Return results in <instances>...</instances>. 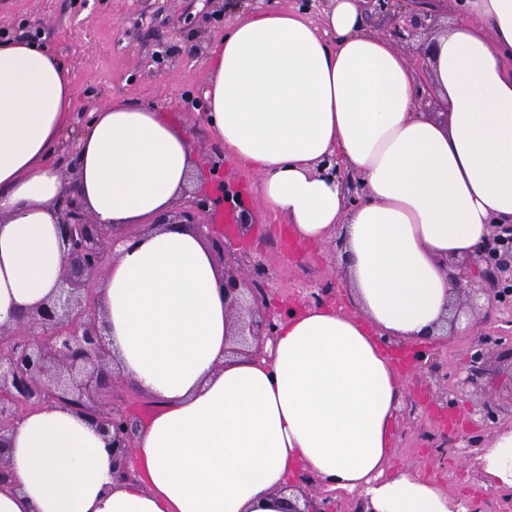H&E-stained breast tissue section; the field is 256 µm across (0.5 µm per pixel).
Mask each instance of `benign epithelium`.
Instances as JSON below:
<instances>
[{
	"instance_id": "7a95c632",
	"label": "benign epithelium",
	"mask_w": 512,
	"mask_h": 512,
	"mask_svg": "<svg viewBox=\"0 0 512 512\" xmlns=\"http://www.w3.org/2000/svg\"><path fill=\"white\" fill-rule=\"evenodd\" d=\"M362 2L365 15L389 20L388 35L399 43L413 40L436 23V10L411 7L417 0ZM328 174L352 192L350 200L355 202L363 194L358 177L335 165ZM224 207L231 209L238 239H244L254 226V216L241 206L237 186L224 184ZM60 211L66 262L55 295L17 316L15 326H0V441L24 412L57 402L79 410L104 433L112 434V445L122 453L134 447L137 421L122 407L129 388L109 369L111 355L96 306L98 283L123 236L96 223L74 190L62 197ZM156 224L185 226L208 240L215 261L224 268L225 305L240 315L238 335L255 342L256 352H263L264 343L276 335L278 319L288 311L286 303L274 309L264 306L271 292L266 265L247 258L244 250L233 248L217 232L201 201L175 208ZM480 266V288H473V275L462 266L457 276L458 290L466 295L478 290L496 306L512 309V224L492 225L481 251ZM502 345L500 337H474L465 376L456 374L450 383L448 375L433 365L428 394L444 409L455 410L462 389L478 384L488 371L494 349ZM476 413L480 422L495 424L501 408L486 400ZM296 483L307 489L306 508L293 505L289 512H342L330 497L316 495L320 481L309 473L299 474Z\"/></svg>"
}]
</instances>
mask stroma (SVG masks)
I'll return each mask as SVG.
<instances>
[{
    "label": "stroma",
    "mask_w": 512,
    "mask_h": 512,
    "mask_svg": "<svg viewBox=\"0 0 512 512\" xmlns=\"http://www.w3.org/2000/svg\"><path fill=\"white\" fill-rule=\"evenodd\" d=\"M300 9L299 0H0V40L27 37L51 49L69 68L77 89L75 112L84 120L113 99L155 104L185 122L200 153V168L242 187L243 201L257 227L246 252L263 261L273 280L271 300L302 305L311 290L338 280L335 248L288 246L282 220L253 192L254 179L242 165L225 158L202 119L207 57L230 19L263 8ZM512 400V357L493 356L478 390L467 393L456 425L415 389L398 414L394 429V465L436 475L449 494L481 501L483 512H498V491L481 485V465L456 454L467 438L486 441L512 426V415L484 428L469 424L470 404L485 398ZM447 432L453 452L436 462L426 436Z\"/></svg>",
    "instance_id": "1"
}]
</instances>
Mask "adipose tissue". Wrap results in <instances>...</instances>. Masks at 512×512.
Masks as SVG:
<instances>
[{"label": "adipose tissue", "instance_id": "obj_1", "mask_svg": "<svg viewBox=\"0 0 512 512\" xmlns=\"http://www.w3.org/2000/svg\"><path fill=\"white\" fill-rule=\"evenodd\" d=\"M427 53L447 120L419 105L417 71L372 31L359 0L320 20L268 9L226 27L209 60L205 121L251 168L302 242L341 241L350 310L290 309L263 355L229 351L234 324L206 240L136 236L98 285L112 367L151 401L127 458L71 407L24 413L8 434L0 512H284L296 470L356 494L365 512H465L437 481L393 463L406 383L391 342L445 341L454 262L512 223V0H465ZM69 69L28 40L0 42V325L49 299L64 254L51 156L77 131L79 191L95 221L152 222L197 174L196 144L169 113L122 99L74 125ZM363 195L347 205L319 165ZM488 489L512 488V428L482 454Z\"/></svg>", "mask_w": 512, "mask_h": 512}]
</instances>
